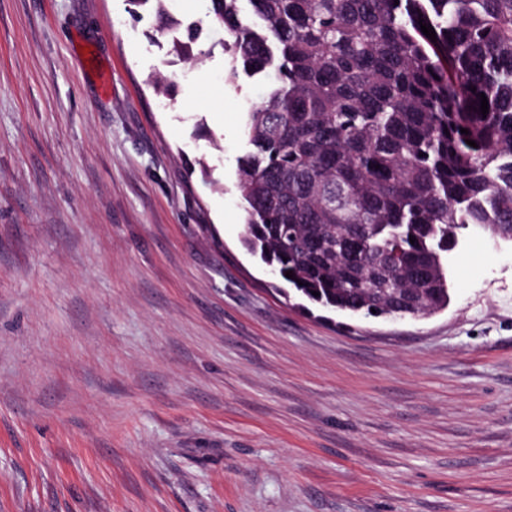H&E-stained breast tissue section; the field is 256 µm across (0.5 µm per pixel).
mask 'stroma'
Returning <instances> with one entry per match:
<instances>
[{
    "mask_svg": "<svg viewBox=\"0 0 512 512\" xmlns=\"http://www.w3.org/2000/svg\"><path fill=\"white\" fill-rule=\"evenodd\" d=\"M0 0V512H512V241L421 319L303 311L243 248L223 31ZM139 5H146L150 2H156L157 15L159 19L158 30L163 32L168 28H182L183 27V38L174 41L173 50L176 54L187 57L191 55L193 45L196 44L204 33L203 26L198 22H189L184 24L181 20L174 18L169 15L162 4L165 0H134Z\"/></svg>",
    "mask_w": 512,
    "mask_h": 512,
    "instance_id": "35a3bbf8",
    "label": "stroma"
}]
</instances>
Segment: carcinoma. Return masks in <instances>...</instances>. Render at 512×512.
<instances>
[{"label":"carcinoma","mask_w":512,"mask_h":512,"mask_svg":"<svg viewBox=\"0 0 512 512\" xmlns=\"http://www.w3.org/2000/svg\"><path fill=\"white\" fill-rule=\"evenodd\" d=\"M152 1L191 55L203 26L134 0ZM203 2L224 29L225 81L274 76L246 112L243 247L336 311L447 308L459 230L512 239V0Z\"/></svg>","instance_id":"1"}]
</instances>
